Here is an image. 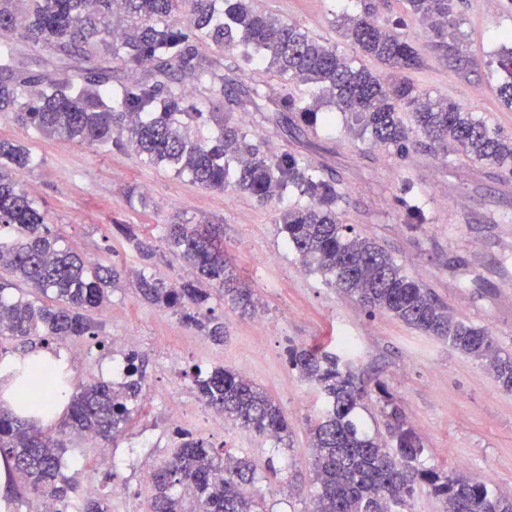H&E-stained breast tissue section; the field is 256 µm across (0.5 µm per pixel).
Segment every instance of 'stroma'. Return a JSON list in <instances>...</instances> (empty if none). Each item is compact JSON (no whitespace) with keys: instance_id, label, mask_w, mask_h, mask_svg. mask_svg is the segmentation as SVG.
Masks as SVG:
<instances>
[{"instance_id":"obj_1","label":"stroma","mask_w":512,"mask_h":512,"mask_svg":"<svg viewBox=\"0 0 512 512\" xmlns=\"http://www.w3.org/2000/svg\"><path fill=\"white\" fill-rule=\"evenodd\" d=\"M461 2L463 23L449 54L433 45L403 0H380L378 16L418 49L423 64L410 77L419 87L480 113L512 136V110L497 96L505 77L499 59L507 45L504 35L512 32V7L505 0ZM356 4L254 0L257 9L300 24L349 56L355 50L337 20L354 13ZM239 118L270 151L298 152L325 178L336 180L344 195V223L375 240L408 276L460 318L488 329L498 346L512 353V176L499 178L489 167L444 158L425 139L408 157H398L369 137L350 133V121L340 112L301 131L263 122L257 112ZM0 138L35 155L36 166L15 172V180L47 211L51 230L87 258L133 273L146 268L177 281L187 268L167 249L164 225L220 224L236 274L260 302L255 316L243 317L222 297L212 298L215 316L224 321L220 344L186 326L178 311L143 301L129 283L92 312L97 336L72 341L64 354L70 378L105 377L131 351L143 359L144 400L114 443L116 465L99 468L96 443L77 437L66 454L69 473L80 485L96 484L112 512H149L148 476L175 451L178 438L170 419L176 414L183 429L211 448L255 461L261 475L256 487L269 512H308L314 479L311 428L325 399L318 386L289 366L288 350L317 343L348 362L363 381L359 414L369 429L382 425L374 388L380 381L416 429L425 467L491 475L493 489L512 497V393L503 392L481 362L387 314H368L321 273L304 270L275 222L295 196L261 202L231 189L194 187L142 163L131 151L36 136L9 112L0 114ZM408 193L420 197L421 217L403 207ZM124 224L134 225L139 238L152 246V259H144L126 240L120 231ZM347 339L354 351L344 350ZM220 366L245 370L281 406L288 418L287 447L230 420L220 432L205 426L209 410L198 397L193 371ZM116 484L127 487L125 497H112Z\"/></svg>"}]
</instances>
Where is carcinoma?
<instances>
[{
  "mask_svg": "<svg viewBox=\"0 0 512 512\" xmlns=\"http://www.w3.org/2000/svg\"><path fill=\"white\" fill-rule=\"evenodd\" d=\"M409 10L437 47L457 31V0H406ZM355 14L341 15L339 28L360 56L388 67L377 73L295 23L262 13L253 0H0V59L13 53V36L31 40L67 59L105 56L149 74L112 85L103 69H63L17 77L0 71V112L10 111L22 127L44 137L79 145L128 148L145 163L189 184L214 191L247 193L264 202L286 191L307 200L279 212L288 244L300 262L370 312H385L442 340L492 373L512 392V354H504L490 332L455 317L422 284L403 272L374 240L354 232L339 212L341 193L300 155L266 153L234 112L272 104L266 122L307 126L329 119L325 107L349 115L358 135L406 157L422 135L443 154L448 147L473 163L512 175V137L482 115L446 98L432 99L408 73L422 65L419 51L377 20V0H358ZM187 17V25L175 23ZM236 47L267 79L243 81ZM507 78L497 92L512 109V48L500 61ZM284 87L309 85L311 95L284 91L273 99L270 80ZM36 157L0 140V337H41L48 346L97 335L89 312L99 309L125 271L92 261L47 227L48 214L13 178ZM164 241L178 253L191 278L173 283L136 273V292L147 303L181 311L182 319L224 341V321L208 307L217 294L253 315L259 302L242 284L224 253L222 224H166ZM35 290L40 301L13 293ZM290 366L318 385L327 406L311 432L316 487L309 512H396L428 487L442 512H512V498L461 471L442 473L421 466L424 448L386 386L377 384L388 439L368 434L356 418L364 390L353 371L319 346L288 349ZM142 358L127 356L122 381L73 382L62 364L50 366L46 394H68L64 425L74 434L115 442L142 402ZM38 361L17 368L21 385L35 382ZM200 400L225 418L270 437L288 439V418L275 400L245 374L228 367L197 369ZM175 454L150 475V512H266L262 500L244 488L256 480L249 460L210 448L180 433ZM0 452L14 461L17 479L35 494L60 504L62 512H111L107 499L78 494L66 474L63 443L41 420L0 409Z\"/></svg>",
  "mask_w": 512,
  "mask_h": 512,
  "instance_id": "cac0c4a2",
  "label": "carcinoma"
}]
</instances>
